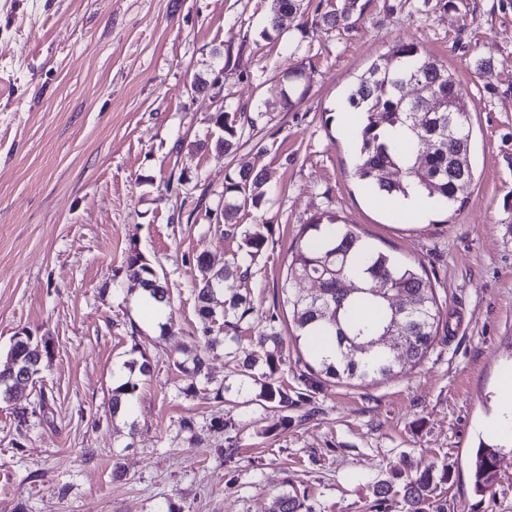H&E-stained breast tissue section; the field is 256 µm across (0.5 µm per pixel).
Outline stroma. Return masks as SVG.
Wrapping results in <instances>:
<instances>
[{
	"label": "stroma",
	"mask_w": 512,
	"mask_h": 512,
	"mask_svg": "<svg viewBox=\"0 0 512 512\" xmlns=\"http://www.w3.org/2000/svg\"><path fill=\"white\" fill-rule=\"evenodd\" d=\"M342 4L303 0L267 39L271 0H0V368L18 331L53 345L30 389L45 411L22 420L0 404V512H271L286 491L302 512H376L374 485L401 490L431 465L450 473L435 493L445 512H512V442L487 491L469 468L512 365V0H359L346 23H324ZM399 42L448 66L472 109L474 183L425 224L370 203L342 132L349 88ZM297 68L307 94L289 108L280 81ZM223 106L249 121L237 154L197 149ZM243 160L270 196L239 218L266 237L241 345L286 331L291 247L328 214L423 267L442 321L420 364L306 381L286 344L276 375L307 399L284 420L236 403L221 355L188 392L174 362L201 329L196 259L240 252L215 214ZM132 248L170 290L167 332L129 289ZM136 341L151 372L116 417Z\"/></svg>",
	"instance_id": "obj_1"
}]
</instances>
